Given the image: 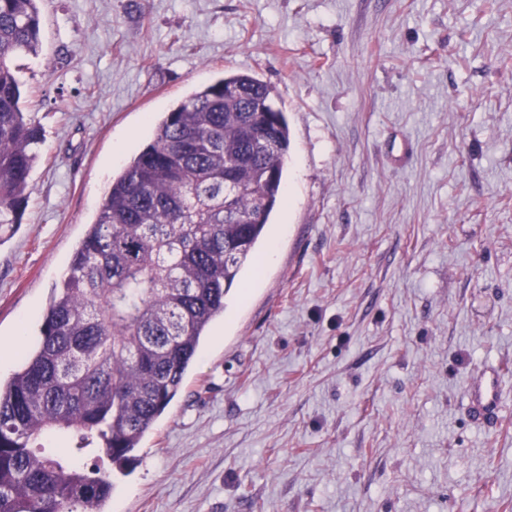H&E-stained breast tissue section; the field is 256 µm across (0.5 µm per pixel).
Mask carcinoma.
Instances as JSON below:
<instances>
[{"label":"carcinoma","mask_w":512,"mask_h":512,"mask_svg":"<svg viewBox=\"0 0 512 512\" xmlns=\"http://www.w3.org/2000/svg\"><path fill=\"white\" fill-rule=\"evenodd\" d=\"M39 3L0 0V225L20 221L43 137L14 65L41 50ZM151 125L112 176L39 342L0 380V512H103L114 484L100 461L135 460L284 201L288 124L259 79L221 78ZM47 432L77 443L34 447Z\"/></svg>","instance_id":"carcinoma-1"}]
</instances>
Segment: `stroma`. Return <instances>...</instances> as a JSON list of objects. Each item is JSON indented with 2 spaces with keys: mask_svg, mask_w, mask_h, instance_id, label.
<instances>
[{
  "mask_svg": "<svg viewBox=\"0 0 512 512\" xmlns=\"http://www.w3.org/2000/svg\"><path fill=\"white\" fill-rule=\"evenodd\" d=\"M43 130L0 230V343L53 288L149 118L269 85L291 148L275 261L225 299L105 512H512L477 370L512 362V0H41Z\"/></svg>",
  "mask_w": 512,
  "mask_h": 512,
  "instance_id": "obj_1",
  "label": "stroma"
}]
</instances>
